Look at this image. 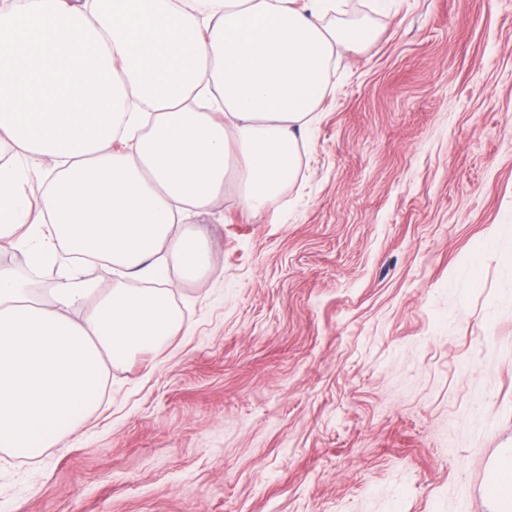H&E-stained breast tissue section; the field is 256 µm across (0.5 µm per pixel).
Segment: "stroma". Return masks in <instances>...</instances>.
Returning a JSON list of instances; mask_svg holds the SVG:
<instances>
[{
    "instance_id": "35a3bbf8",
    "label": "stroma",
    "mask_w": 512,
    "mask_h": 512,
    "mask_svg": "<svg viewBox=\"0 0 512 512\" xmlns=\"http://www.w3.org/2000/svg\"><path fill=\"white\" fill-rule=\"evenodd\" d=\"M298 174L185 226L186 325L81 433L0 459V512H493L512 448V0H347ZM480 287L469 285L472 269Z\"/></svg>"
}]
</instances>
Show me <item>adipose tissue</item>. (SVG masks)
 <instances>
[{
    "mask_svg": "<svg viewBox=\"0 0 512 512\" xmlns=\"http://www.w3.org/2000/svg\"><path fill=\"white\" fill-rule=\"evenodd\" d=\"M341 0H0V240L58 268L42 294L0 268V450L33 461L78 432L108 365L183 328L168 266L203 281L217 258L181 229L234 187L264 210L296 174L335 49L374 38ZM21 151L44 162L41 207ZM142 288H100L81 256ZM82 318H72V311Z\"/></svg>",
    "mask_w": 512,
    "mask_h": 512,
    "instance_id": "1",
    "label": "adipose tissue"
}]
</instances>
